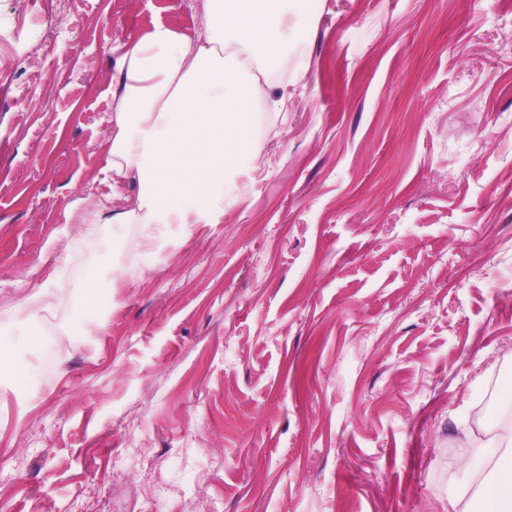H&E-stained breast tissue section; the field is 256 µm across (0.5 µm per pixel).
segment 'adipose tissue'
<instances>
[{
	"mask_svg": "<svg viewBox=\"0 0 512 512\" xmlns=\"http://www.w3.org/2000/svg\"><path fill=\"white\" fill-rule=\"evenodd\" d=\"M321 0H195L201 29L154 24L121 44L109 86V191L75 197L67 218L95 234L102 224L172 223L181 199L211 208L243 152L258 155L250 104L271 99L287 71L288 42ZM467 479L450 484L453 512H512V431L485 422Z\"/></svg>",
	"mask_w": 512,
	"mask_h": 512,
	"instance_id": "adipose-tissue-1",
	"label": "adipose tissue"
}]
</instances>
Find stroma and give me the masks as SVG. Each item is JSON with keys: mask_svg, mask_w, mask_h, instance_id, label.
I'll list each match as a JSON object with an SVG mask.
<instances>
[{"mask_svg": "<svg viewBox=\"0 0 512 512\" xmlns=\"http://www.w3.org/2000/svg\"><path fill=\"white\" fill-rule=\"evenodd\" d=\"M157 22L200 27L0 0V512H450L479 422L512 427V0H323L212 208L88 238L113 48Z\"/></svg>", "mask_w": 512, "mask_h": 512, "instance_id": "35a3bbf8", "label": "stroma"}]
</instances>
